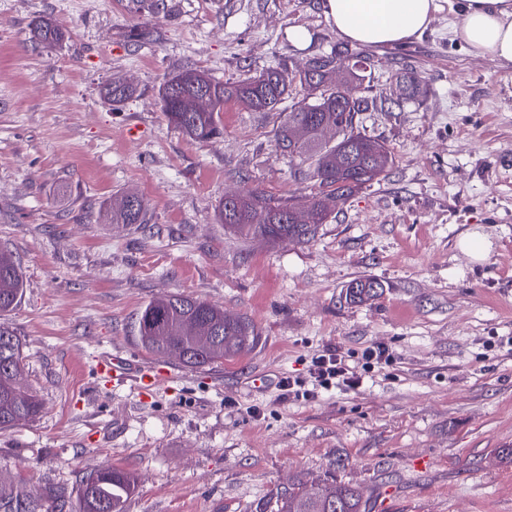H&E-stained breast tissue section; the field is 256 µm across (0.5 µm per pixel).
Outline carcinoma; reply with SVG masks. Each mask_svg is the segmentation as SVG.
Listing matches in <instances>:
<instances>
[{"mask_svg": "<svg viewBox=\"0 0 512 512\" xmlns=\"http://www.w3.org/2000/svg\"><path fill=\"white\" fill-rule=\"evenodd\" d=\"M33 37L42 44H56L65 33L48 19L33 25ZM341 52L322 55L310 60L317 78L306 73L293 75L286 70L271 69L258 76L234 83H222L201 70H186L166 80L159 90V103L168 120L189 139L205 142L220 134L219 114L224 105L235 100L256 110H272L284 99L294 80L317 90L324 83L329 67L337 66ZM406 92L404 101H412L423 93L422 80L414 71L402 72ZM205 88L212 101L209 112H185L182 95ZM104 95L121 101L133 94V88L111 82L103 88ZM369 109L366 98L355 97L344 86L324 91L313 104L300 105L285 116L279 128L277 145L289 156L311 161L318 192L305 203L296 199L279 200L261 193L239 194L221 201L219 218L228 229L245 238H260L276 242L283 237L305 244L315 239L330 213V201L345 199L353 192L380 180L392 162L385 144L356 131L359 113ZM333 119L348 130L353 142L350 154L339 163L343 143L322 144L313 135L324 120ZM304 125L312 134L304 141L291 139L295 127ZM134 210H112L114 224L147 223V207L137 194ZM307 207L312 223L296 224L291 212L298 206ZM347 297L354 303L369 301L378 295V282L372 278L353 281ZM24 292L23 272L13 255L0 249V316L11 312ZM134 330L136 340L148 353L158 357L176 356L183 365L203 367L222 363L253 349L260 341L254 323L246 317L224 319V310L216 305L183 294L170 295L169 301L154 299L139 310ZM26 364L23 345L14 329L0 321V429H8L34 420L41 411L36 392L23 386L20 379ZM136 478L128 471L100 468L86 475L77 488L72 512H124L125 501L135 491ZM60 497L38 492H21L12 482L0 479V512H62ZM276 512H366L367 505L357 490L322 481L307 489L293 487L276 495Z\"/></svg>", "mask_w": 512, "mask_h": 512, "instance_id": "cac0c4a2", "label": "carcinoma"}]
</instances>
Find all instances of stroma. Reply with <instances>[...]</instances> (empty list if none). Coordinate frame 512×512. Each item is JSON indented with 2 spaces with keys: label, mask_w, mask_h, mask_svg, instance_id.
Returning <instances> with one entry per match:
<instances>
[{
  "label": "stroma",
  "mask_w": 512,
  "mask_h": 512,
  "mask_svg": "<svg viewBox=\"0 0 512 512\" xmlns=\"http://www.w3.org/2000/svg\"><path fill=\"white\" fill-rule=\"evenodd\" d=\"M43 16L62 44L34 42ZM456 20L446 7L418 40L365 48L355 95L378 97L404 64L427 83L357 118L390 148V173L311 243L270 244L234 235L217 209L230 192L317 191L310 163L275 148L284 114L314 94L295 83L271 111L227 103L221 134L200 143L158 90L187 68L224 83L303 71L341 43L321 0H0V247L26 284L6 320L42 401L0 430V473L69 498L84 474L118 467L138 481L124 512H270L277 489L323 479L358 488L370 512H512V65L454 40ZM113 80L134 95L104 97ZM124 191L147 223H113ZM473 235L484 261L462 249ZM360 277L382 292L347 303ZM173 293L248 316L258 345L200 368L147 353L134 318ZM377 344L391 360L358 390L279 389L323 350L355 366ZM107 351L162 382L97 378Z\"/></svg>",
  "instance_id": "obj_1"
}]
</instances>
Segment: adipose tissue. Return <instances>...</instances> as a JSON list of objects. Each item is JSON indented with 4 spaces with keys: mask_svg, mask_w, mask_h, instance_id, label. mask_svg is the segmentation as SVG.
<instances>
[{
    "mask_svg": "<svg viewBox=\"0 0 512 512\" xmlns=\"http://www.w3.org/2000/svg\"><path fill=\"white\" fill-rule=\"evenodd\" d=\"M441 0H323L337 34L357 45L380 47L420 37ZM454 38L473 53L512 65V0H460Z\"/></svg>",
    "mask_w": 512,
    "mask_h": 512,
    "instance_id": "obj_1",
    "label": "adipose tissue"
}]
</instances>
